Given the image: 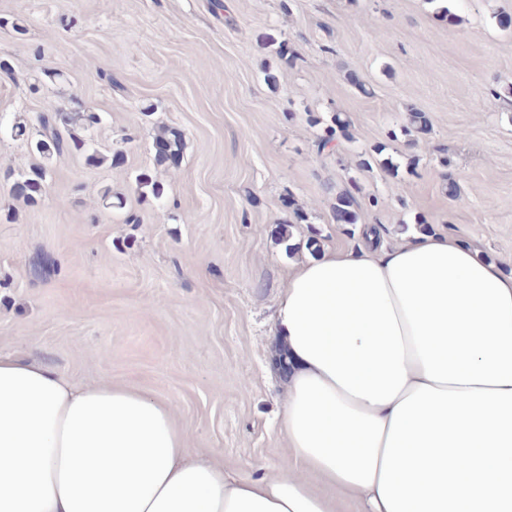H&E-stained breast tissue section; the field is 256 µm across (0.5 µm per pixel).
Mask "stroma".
Wrapping results in <instances>:
<instances>
[{
    "mask_svg": "<svg viewBox=\"0 0 512 512\" xmlns=\"http://www.w3.org/2000/svg\"><path fill=\"white\" fill-rule=\"evenodd\" d=\"M449 6L457 25L428 0H0V355L168 403L225 469L286 470L274 323L295 265L357 247L363 223L400 244L421 217L512 273V100L488 94L512 85L497 24L512 0ZM75 100L120 163L57 155L41 202L13 198L35 155L12 126ZM411 106L431 121L415 142L399 133ZM334 109L350 137L317 154L305 113ZM164 128L183 136L178 164L155 161ZM380 143L395 170H357L355 152ZM143 172L161 197L137 192ZM353 181L381 206L335 223Z\"/></svg>",
    "mask_w": 512,
    "mask_h": 512,
    "instance_id": "stroma-1",
    "label": "stroma"
}]
</instances>
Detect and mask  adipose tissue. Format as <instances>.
<instances>
[{
	"mask_svg": "<svg viewBox=\"0 0 512 512\" xmlns=\"http://www.w3.org/2000/svg\"><path fill=\"white\" fill-rule=\"evenodd\" d=\"M288 471L194 457L171 408L0 356V512H512V275L364 227L288 275Z\"/></svg>",
	"mask_w": 512,
	"mask_h": 512,
	"instance_id": "ef3b65f1",
	"label": "adipose tissue"
}]
</instances>
